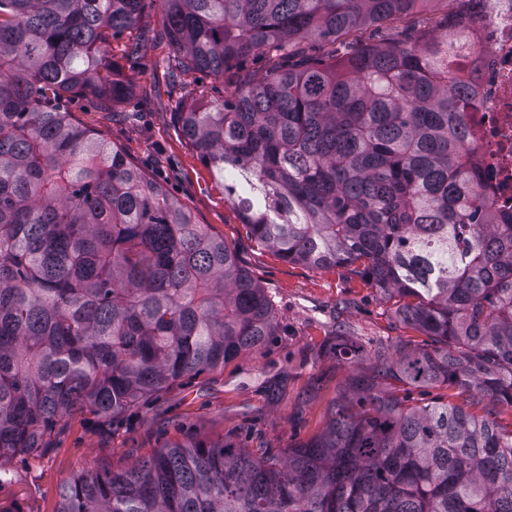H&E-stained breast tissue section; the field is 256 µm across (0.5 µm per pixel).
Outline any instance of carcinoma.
I'll return each mask as SVG.
<instances>
[{
    "label": "carcinoma",
    "mask_w": 512,
    "mask_h": 512,
    "mask_svg": "<svg viewBox=\"0 0 512 512\" xmlns=\"http://www.w3.org/2000/svg\"><path fill=\"white\" fill-rule=\"evenodd\" d=\"M142 2L0 0V478L73 410L114 415L276 335L236 250L65 109L132 96L112 40ZM159 2L173 75L271 61L175 113L250 239L358 278L422 340L368 354L336 337L358 369L295 448L172 443L75 476L57 512H512V214L474 186L448 15L413 19L434 0ZM436 387L462 402L401 395Z\"/></svg>",
    "instance_id": "carcinoma-1"
}]
</instances>
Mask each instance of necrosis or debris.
<instances>
[{
	"label": "necrosis or debris",
	"mask_w": 512,
	"mask_h": 512,
	"mask_svg": "<svg viewBox=\"0 0 512 512\" xmlns=\"http://www.w3.org/2000/svg\"><path fill=\"white\" fill-rule=\"evenodd\" d=\"M449 15L464 14L460 59L462 120L470 166L487 197L512 210V0H479L462 9L448 0Z\"/></svg>",
	"instance_id": "4bbe7bcc"
}]
</instances>
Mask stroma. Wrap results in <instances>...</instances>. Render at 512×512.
<instances>
[{"mask_svg":"<svg viewBox=\"0 0 512 512\" xmlns=\"http://www.w3.org/2000/svg\"><path fill=\"white\" fill-rule=\"evenodd\" d=\"M162 24L158 4L143 0L133 37L112 43V56L133 90L120 111H100L90 97L76 98L68 109L76 124L149 170L190 208L196 223L236 249L274 302L277 334L260 350L182 377L113 419L87 411L67 415L41 456L9 463L10 475L0 482V512H56L63 485L82 471L127 469L174 442L224 439L254 453L294 447L322 432L351 372L336 359L337 335L368 350L413 335L395 324L388 306L359 279L287 263L248 238L233 206L186 147L173 116L183 95L201 101L227 97L246 74L265 71L268 59L250 57L219 78L197 72L175 81L167 69L175 50ZM132 39L140 51L123 60Z\"/></svg>","mask_w":512,"mask_h":512,"instance_id":"1","label":"stroma"}]
</instances>
